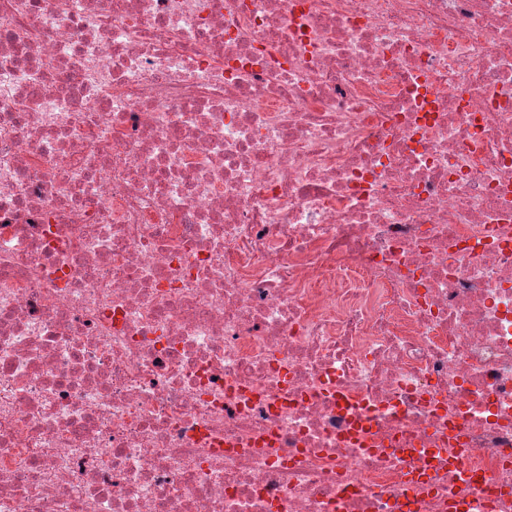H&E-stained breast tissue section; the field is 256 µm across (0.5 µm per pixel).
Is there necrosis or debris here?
Masks as SVG:
<instances>
[{
	"mask_svg": "<svg viewBox=\"0 0 512 512\" xmlns=\"http://www.w3.org/2000/svg\"><path fill=\"white\" fill-rule=\"evenodd\" d=\"M0 512H512V0H0Z\"/></svg>",
	"mask_w": 512,
	"mask_h": 512,
	"instance_id": "necrosis-or-debris-1",
	"label": "necrosis or debris"
}]
</instances>
